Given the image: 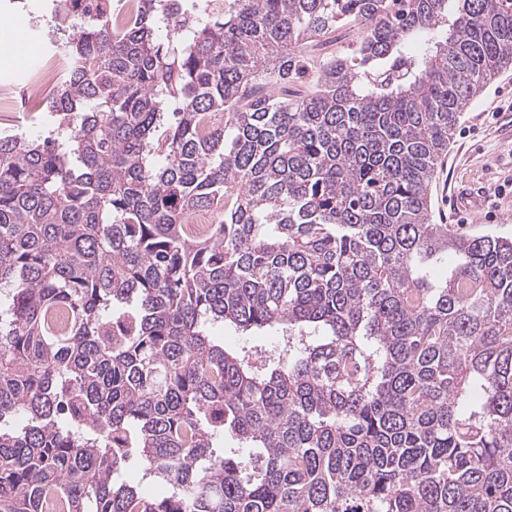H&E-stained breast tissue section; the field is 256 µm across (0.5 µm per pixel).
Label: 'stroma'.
<instances>
[{
	"mask_svg": "<svg viewBox=\"0 0 512 512\" xmlns=\"http://www.w3.org/2000/svg\"><path fill=\"white\" fill-rule=\"evenodd\" d=\"M45 0H0V20L9 21L24 40L47 48L45 37L35 36ZM480 192V207L471 213L452 205L460 187ZM433 221L472 234H494L512 239V69L501 73L470 105L456 127L449 154L438 168L431 188Z\"/></svg>",
	"mask_w": 512,
	"mask_h": 512,
	"instance_id": "35a3bbf8",
	"label": "stroma"
}]
</instances>
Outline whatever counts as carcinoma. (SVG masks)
<instances>
[{"instance_id":"1","label":"carcinoma","mask_w":512,"mask_h":512,"mask_svg":"<svg viewBox=\"0 0 512 512\" xmlns=\"http://www.w3.org/2000/svg\"><path fill=\"white\" fill-rule=\"evenodd\" d=\"M112 2L0 133V512H512V241L429 204L512 0ZM44 110L18 112L17 110H0V131L11 133L26 132L29 137H36L43 121Z\"/></svg>"}]
</instances>
